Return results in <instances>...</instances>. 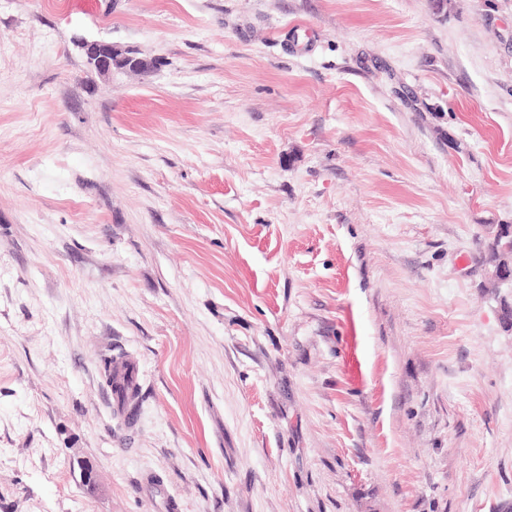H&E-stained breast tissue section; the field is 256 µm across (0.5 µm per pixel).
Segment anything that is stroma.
<instances>
[{
	"mask_svg": "<svg viewBox=\"0 0 512 512\" xmlns=\"http://www.w3.org/2000/svg\"><path fill=\"white\" fill-rule=\"evenodd\" d=\"M510 223L512 0H0V512H512ZM88 63L103 76L112 75L114 69L127 70L133 67L138 72L147 73L155 68L156 61L153 58L129 54L128 50H122L106 42H83ZM503 225L502 231L494 236H490L486 244L489 255V263L493 264L497 261L496 267L500 264L503 257L512 253V234L509 233L507 227ZM512 273V264L504 263L495 270L493 277L499 284L512 285V276H506L507 272ZM127 369L126 379L127 385L121 384V381L116 377L114 371L113 360H107L104 365V377L105 382L112 389V394L117 400L120 413L124 414L126 411L128 414L133 415L136 413L140 404V392L139 386L134 385L132 390H129L128 385L133 381V366L130 364H124Z\"/></svg>",
	"mask_w": 512,
	"mask_h": 512,
	"instance_id": "1",
	"label": "stroma"
}]
</instances>
